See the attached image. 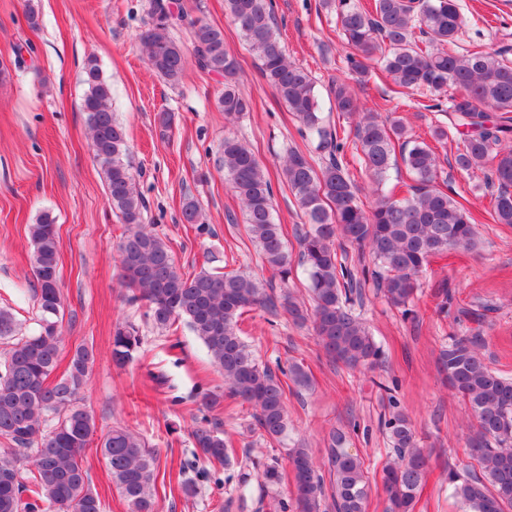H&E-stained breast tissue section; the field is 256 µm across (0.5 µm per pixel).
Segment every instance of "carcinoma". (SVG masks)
<instances>
[{
	"label": "carcinoma",
	"instance_id": "cac0c4a2",
	"mask_svg": "<svg viewBox=\"0 0 512 512\" xmlns=\"http://www.w3.org/2000/svg\"><path fill=\"white\" fill-rule=\"evenodd\" d=\"M319 8L336 14L342 42L351 49L347 70L361 83L377 65L395 89L425 91L426 109L448 112V125L431 136L447 142L448 131L461 135L454 158L467 175L481 171L494 190L490 216L512 225V60L500 51L455 50L465 26L457 0H319ZM225 13L260 61V71L299 124L316 141L315 152L288 150L281 174L308 227L298 234V265L312 293V308L285 291L275 302L258 279L219 268L181 272L169 245L146 229L147 206L128 159L125 127L112 111V90L98 59L83 65V112L91 149L104 179L109 207L125 225L117 246L122 279L131 299L146 302L159 329L184 322L205 345L224 375L232 396L250 405L261 435L279 441L288 429L285 389L269 366L259 363L241 337L239 320L253 308L288 313L296 325L311 323L326 356L351 369L373 370L382 352L365 322L355 312L361 288L373 281L391 305L415 317L410 304L421 287L420 276L435 257L478 246L470 212L439 181L437 147L409 135L403 121L363 108L346 78L332 82L338 116L353 120L351 129L333 127L320 111L311 73L291 61L278 42L279 22L273 0H224ZM150 22L139 39L149 67L171 85L182 82L188 57L197 67L224 78L217 108L227 122L249 108L239 88L240 65L224 45V30L186 11L174 12L170 0H150ZM185 29L191 51L174 37ZM224 179L243 212L245 229L259 248L263 263L288 285L294 265L282 225L273 215V188L265 166L239 136L224 135L220 144ZM356 164L370 179L374 199L365 206L351 177ZM403 165L411 176L403 198L385 191L390 172ZM182 221L198 235L212 234L200 223V207L184 199ZM34 298L38 329L16 336L13 314L0 309V438L10 447L0 453V512H103L91 487L87 452L96 445L112 483L128 512H157V455L127 427H114L94 441L96 426L82 403L94 365L86 346L72 353L64 373L51 379L60 365V324L64 302L59 288L58 235L55 217L41 213L29 227ZM357 250L360 269L347 247ZM371 264H364V256ZM492 307L482 304L459 310L471 335L449 337L436 365L448 386L466 403L473 419L468 439L470 457L481 475L448 470L454 495L468 512L512 509V378L492 370L479 353L481 330ZM140 339L132 324L118 325L112 358L123 365L133 358ZM209 414L193 418L192 437L202 458L227 466L233 449L210 415L211 396H203ZM381 421L396 458L383 470L386 512H414L429 458L415 444V433L398 399L388 397ZM347 433H328V474H323L306 448L288 450L293 473L291 501H279L281 512H321L325 499L333 512H366L368 481L359 454L344 452Z\"/></svg>",
	"mask_w": 512,
	"mask_h": 512
}]
</instances>
